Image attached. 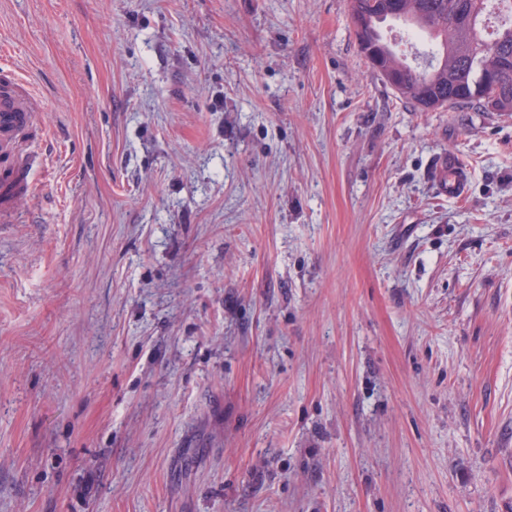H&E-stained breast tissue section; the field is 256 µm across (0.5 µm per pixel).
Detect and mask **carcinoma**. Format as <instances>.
Masks as SVG:
<instances>
[{"mask_svg":"<svg viewBox=\"0 0 512 512\" xmlns=\"http://www.w3.org/2000/svg\"><path fill=\"white\" fill-rule=\"evenodd\" d=\"M350 11L369 63L420 111L466 107L512 114V0H350ZM490 11L504 24L488 42L482 25ZM389 18L435 35L431 62L413 68L393 52L379 28Z\"/></svg>","mask_w":512,"mask_h":512,"instance_id":"carcinoma-1","label":"carcinoma"}]
</instances>
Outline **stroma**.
I'll return each instance as SVG.
<instances>
[{
  "label": "stroma",
  "instance_id": "obj_1",
  "mask_svg": "<svg viewBox=\"0 0 512 512\" xmlns=\"http://www.w3.org/2000/svg\"><path fill=\"white\" fill-rule=\"evenodd\" d=\"M3 76L0 512H512V115L349 0H0ZM32 116L25 98L11 94L0 97V149L10 145L14 133L27 126ZM441 191L449 199L464 202L467 198V173L465 168L456 160L442 164Z\"/></svg>",
  "mask_w": 512,
  "mask_h": 512
}]
</instances>
